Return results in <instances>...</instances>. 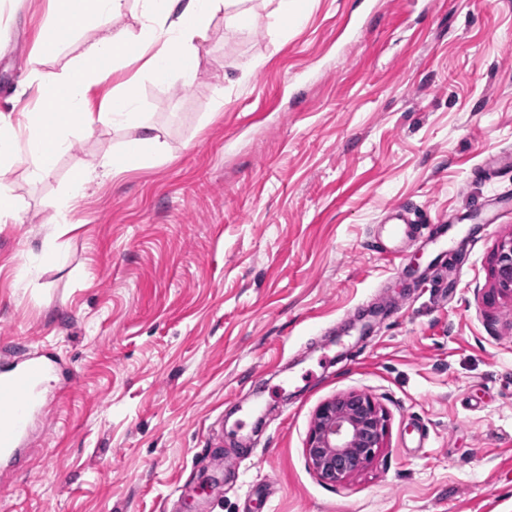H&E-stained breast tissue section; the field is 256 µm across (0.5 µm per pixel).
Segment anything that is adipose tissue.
<instances>
[{
    "label": "adipose tissue",
    "mask_w": 512,
    "mask_h": 512,
    "mask_svg": "<svg viewBox=\"0 0 512 512\" xmlns=\"http://www.w3.org/2000/svg\"><path fill=\"white\" fill-rule=\"evenodd\" d=\"M246 2L142 0L141 31L128 35L112 28L125 0H48L49 17L27 64L28 76L36 84L37 105L27 112L0 114V224L18 221L14 166H25L30 177H42L67 147L73 128L91 134L99 125L133 117L138 83L163 84L175 75L192 82L198 71V47L207 36L212 17L223 14L227 27L240 28L249 18ZM83 28L89 29L91 36L80 56L61 69H46V56ZM129 58L139 61L138 71L100 100H92L93 86L107 71L116 69L118 61ZM144 160L141 141L128 143L116 159L105 160L100 170L79 172L57 200V208H69L83 197L97 176L115 177Z\"/></svg>",
    "instance_id": "obj_1"
}]
</instances>
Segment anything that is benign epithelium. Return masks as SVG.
Masks as SVG:
<instances>
[{"instance_id": "7a95c632", "label": "benign epithelium", "mask_w": 512, "mask_h": 512, "mask_svg": "<svg viewBox=\"0 0 512 512\" xmlns=\"http://www.w3.org/2000/svg\"><path fill=\"white\" fill-rule=\"evenodd\" d=\"M492 295L512 300V238L502 241L491 268ZM384 416L373 399L349 392L320 405L306 446L310 466L336 484L360 470L380 447Z\"/></svg>"}]
</instances>
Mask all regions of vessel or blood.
<instances>
[{"mask_svg":"<svg viewBox=\"0 0 512 512\" xmlns=\"http://www.w3.org/2000/svg\"><path fill=\"white\" fill-rule=\"evenodd\" d=\"M388 224L387 238L372 240L371 246L394 260L405 255V242L417 238L437 242L447 231L445 225L423 223L414 210L402 204L391 208ZM58 367V360L47 355L0 364L1 463H11L23 453L32 419L44 407V383Z\"/></svg>","mask_w":512,"mask_h":512,"instance_id":"vessel-or-blood-1","label":"vessel or blood"}]
</instances>
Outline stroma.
Here are the masks:
<instances>
[{"instance_id": "obj_1", "label": "stroma", "mask_w": 512, "mask_h": 512, "mask_svg": "<svg viewBox=\"0 0 512 512\" xmlns=\"http://www.w3.org/2000/svg\"><path fill=\"white\" fill-rule=\"evenodd\" d=\"M249 8L212 18L191 84H138L137 119L15 173L0 361L50 352L72 380L0 468V512H512V303L486 300L512 180L475 176L512 150V0H308L276 37ZM46 13L0 0L2 112L35 102ZM145 122L162 152L78 199L47 260L54 202ZM400 203L455 222L397 273L369 241ZM350 391L385 432L328 484L306 442Z\"/></svg>"}]
</instances>
